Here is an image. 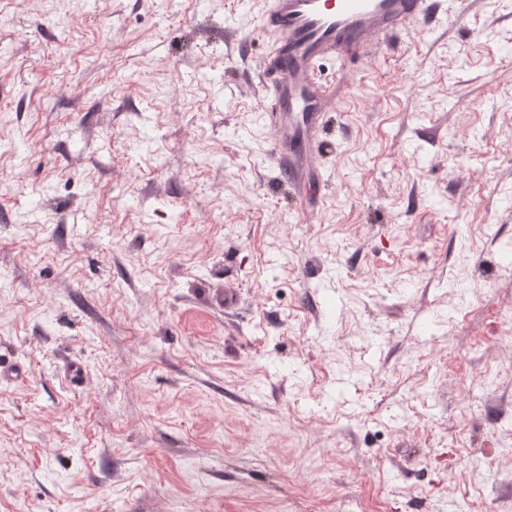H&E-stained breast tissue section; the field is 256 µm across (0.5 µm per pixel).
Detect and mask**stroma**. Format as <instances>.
Segmentation results:
<instances>
[{"mask_svg": "<svg viewBox=\"0 0 512 512\" xmlns=\"http://www.w3.org/2000/svg\"><path fill=\"white\" fill-rule=\"evenodd\" d=\"M259 8L0 0V512H512V0L325 65L316 224Z\"/></svg>", "mask_w": 512, "mask_h": 512, "instance_id": "1", "label": "stroma"}]
</instances>
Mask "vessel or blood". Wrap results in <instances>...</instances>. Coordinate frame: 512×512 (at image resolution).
Segmentation results:
<instances>
[{"label": "vessel or blood", "instance_id": "vessel-or-blood-1", "mask_svg": "<svg viewBox=\"0 0 512 512\" xmlns=\"http://www.w3.org/2000/svg\"><path fill=\"white\" fill-rule=\"evenodd\" d=\"M445 0H264L269 37L256 76L266 105L272 159L284 175L297 218L318 223L312 185L323 183V133L336 109V87L324 63L363 65L384 54L391 37L416 22L447 16Z\"/></svg>", "mask_w": 512, "mask_h": 512}]
</instances>
